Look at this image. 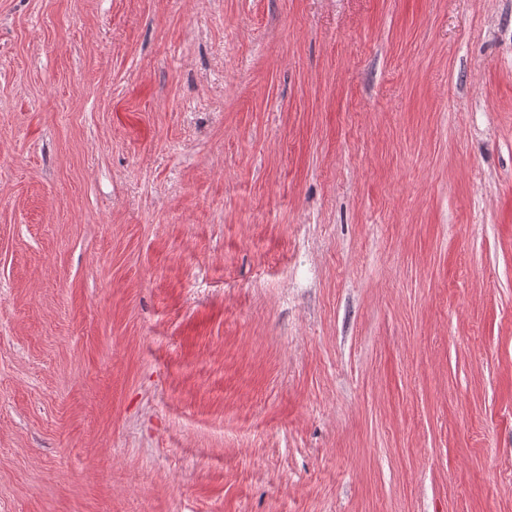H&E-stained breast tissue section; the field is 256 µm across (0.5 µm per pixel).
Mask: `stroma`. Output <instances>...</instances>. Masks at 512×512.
<instances>
[{"label":"stroma","instance_id":"1","mask_svg":"<svg viewBox=\"0 0 512 512\" xmlns=\"http://www.w3.org/2000/svg\"><path fill=\"white\" fill-rule=\"evenodd\" d=\"M0 512H512V0H0Z\"/></svg>","mask_w":512,"mask_h":512}]
</instances>
